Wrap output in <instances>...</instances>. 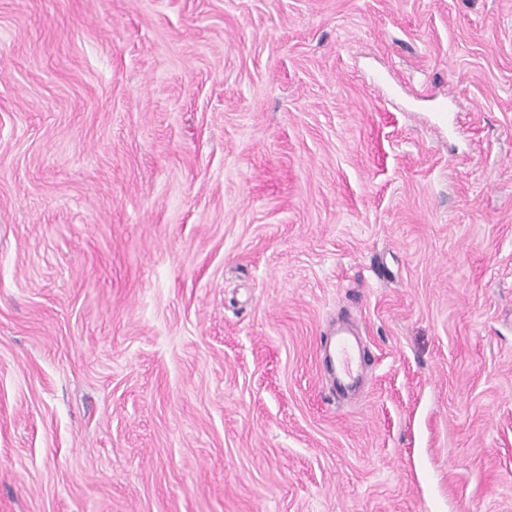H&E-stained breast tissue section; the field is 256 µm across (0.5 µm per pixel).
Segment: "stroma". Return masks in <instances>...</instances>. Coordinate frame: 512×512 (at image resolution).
Listing matches in <instances>:
<instances>
[{
  "label": "stroma",
  "instance_id": "1",
  "mask_svg": "<svg viewBox=\"0 0 512 512\" xmlns=\"http://www.w3.org/2000/svg\"><path fill=\"white\" fill-rule=\"evenodd\" d=\"M0 512H512V0H0ZM334 338L333 356L330 359V369L336 374L337 367V381L341 386L348 384L354 377L356 357L354 350L349 341L343 336H326L325 341L331 344Z\"/></svg>",
  "mask_w": 512,
  "mask_h": 512
}]
</instances>
